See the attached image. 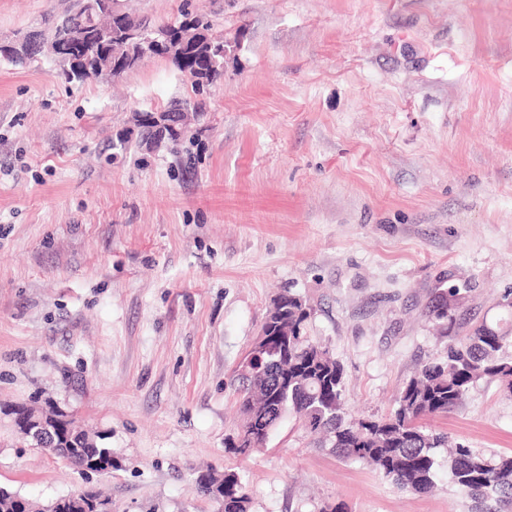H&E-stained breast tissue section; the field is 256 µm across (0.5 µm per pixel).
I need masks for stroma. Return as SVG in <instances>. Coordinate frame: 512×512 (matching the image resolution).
<instances>
[{
  "instance_id": "obj_1",
  "label": "stroma",
  "mask_w": 512,
  "mask_h": 512,
  "mask_svg": "<svg viewBox=\"0 0 512 512\" xmlns=\"http://www.w3.org/2000/svg\"><path fill=\"white\" fill-rule=\"evenodd\" d=\"M125 3L158 25L205 16L224 78L198 95L164 55L114 81L0 57V486L218 512L194 486L211 467L243 477L249 512H472L447 472L396 489L291 414L251 454L228 443L281 295L308 308L355 419L394 411L449 337L512 320V0ZM67 5L0 0V43ZM174 100L196 110L178 144L140 149L136 113ZM464 281L445 331L428 308ZM32 402L101 435L111 473L24 445L8 411ZM427 424L512 454L498 380Z\"/></svg>"
}]
</instances>
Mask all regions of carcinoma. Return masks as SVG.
Instances as JSON below:
<instances>
[{
    "instance_id": "obj_1",
    "label": "carcinoma",
    "mask_w": 512,
    "mask_h": 512,
    "mask_svg": "<svg viewBox=\"0 0 512 512\" xmlns=\"http://www.w3.org/2000/svg\"><path fill=\"white\" fill-rule=\"evenodd\" d=\"M88 0H73L71 9L56 19L41 35L55 45L80 26L96 29L109 43L93 42L81 53L90 66L105 64L114 50L135 56L118 29V20L106 13L89 11ZM194 38L213 44L209 54L189 56L184 71L194 78L198 89L224 77V42L212 41L209 23L200 17L188 22ZM463 283L448 288L430 306L429 314L451 330L455 327L457 304L470 292ZM288 299V348L276 346L263 355L267 378L252 373L238 374V391L245 414L243 432L253 435L263 447L283 416L293 413L306 432L346 459L363 462L400 490L426 492L434 487L438 470L448 471L450 481L475 503V512H498L501 502H512V454L488 458L464 445L448 447V434L423 425L428 417L457 408L467 392L487 378L499 380L512 395V329L499 323L483 322L460 339L449 337L443 359L426 362L402 390L398 408L383 419L348 420L344 397L343 370L328 351L312 344L304 335L309 312L292 295ZM208 486L201 495L222 505L221 512H248L249 496L241 477L226 471L222 475L203 473ZM0 512H33V505L20 494L0 487Z\"/></svg>"
}]
</instances>
